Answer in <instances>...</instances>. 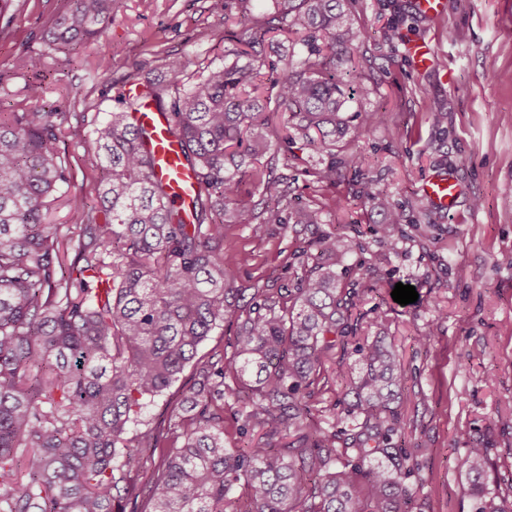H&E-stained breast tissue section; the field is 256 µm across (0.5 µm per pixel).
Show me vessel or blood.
<instances>
[{
	"mask_svg": "<svg viewBox=\"0 0 512 512\" xmlns=\"http://www.w3.org/2000/svg\"><path fill=\"white\" fill-rule=\"evenodd\" d=\"M136 117L149 137L156 179L168 186L178 203L189 204L196 182L185 165L182 147L170 130L168 113L158 111L147 102ZM461 193V183L449 171L434 173L422 184V195L428 205L441 211L449 210Z\"/></svg>",
	"mask_w": 512,
	"mask_h": 512,
	"instance_id": "1",
	"label": "vessel or blood"
}]
</instances>
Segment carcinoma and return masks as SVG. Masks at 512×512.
<instances>
[{
    "label": "carcinoma",
    "mask_w": 512,
    "mask_h": 512,
    "mask_svg": "<svg viewBox=\"0 0 512 512\" xmlns=\"http://www.w3.org/2000/svg\"><path fill=\"white\" fill-rule=\"evenodd\" d=\"M276 2L247 45L285 20L297 52L267 65L243 51L187 89H147L170 113L194 174L187 208L153 176L145 132L130 117L137 99L93 130L103 176L91 200L68 194L71 166L54 150L67 113L0 116V512H139L141 502L149 512H422L405 486L414 449L394 443L407 424L395 407L401 366L386 343L354 345L348 409L313 422L325 362L358 331L356 283L337 271L351 240H309L296 288L259 289L241 306L233 287L224 225L258 234L320 221L289 197L288 178L258 164L267 154L288 166L271 130H294L311 156L328 153L312 171L319 184L357 164L346 112L360 74L336 65L350 49L352 0ZM111 18L112 0H76L54 25L53 49H75ZM244 178L274 202L266 216L238 200ZM359 194L389 206L367 177ZM57 195L74 223L46 222ZM226 320L234 353L196 362L186 415L164 434L127 437ZM226 398L243 403L242 430L261 429L253 447L224 446ZM145 457L154 468L139 481ZM460 466L472 512H512L484 443L472 441Z\"/></svg>",
    "instance_id": "cac0c4a2"
}]
</instances>
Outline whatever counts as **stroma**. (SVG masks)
Returning <instances> with one entry per match:
<instances>
[{"instance_id": "obj_1", "label": "stroma", "mask_w": 512, "mask_h": 512, "mask_svg": "<svg viewBox=\"0 0 512 512\" xmlns=\"http://www.w3.org/2000/svg\"><path fill=\"white\" fill-rule=\"evenodd\" d=\"M114 0L100 37L77 54L52 49L48 29L73 0H9L0 19V112L25 100L28 83L44 88L38 110H78L55 143L69 158L70 193L94 196L101 170L90 149L95 122L120 111L119 93L141 81L186 88L202 67L232 62L250 28L274 11L273 0ZM443 18L414 14L410 0H354L358 36L351 59L360 73L352 110L383 113L382 122L353 127L351 152L363 174L401 216L395 241H380L385 215L357 195L358 174L343 182H314L315 161L302 141L288 144L290 194L321 211L320 231L348 235L353 248L344 280L359 281L357 342L384 338L396 350L405 384L398 410L408 422L403 445L417 451L407 478L424 512H471L459 460L471 438L491 450L501 486L512 485V0H447ZM424 37L435 48L431 69H415L403 41ZM41 58L40 72L20 71L19 54ZM189 60L182 73L168 63ZM86 100L73 104L71 86ZM452 170L462 194L452 211L424 204L421 185L436 170ZM348 206L339 209L337 198ZM311 232L292 224L266 225L257 235L228 224L224 237L241 303L258 288H294L301 266L294 253ZM415 287V303L400 305L395 284ZM434 332L432 344L420 338ZM354 355L334 350L329 382L312 402L316 422L347 406L342 379Z\"/></svg>"}]
</instances>
